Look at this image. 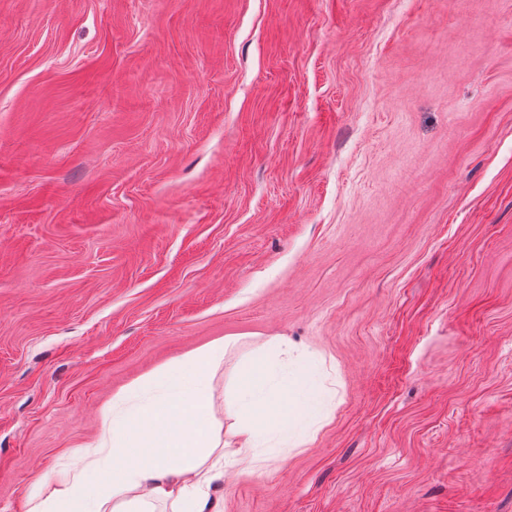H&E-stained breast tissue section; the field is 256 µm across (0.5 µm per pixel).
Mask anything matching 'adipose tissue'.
Here are the masks:
<instances>
[{"mask_svg": "<svg viewBox=\"0 0 512 512\" xmlns=\"http://www.w3.org/2000/svg\"><path fill=\"white\" fill-rule=\"evenodd\" d=\"M231 342L193 349L146 375L103 410V435L85 445L72 479L34 500L29 512H214L212 488L224 465L252 473L272 434L298 448L323 419L335 390L310 363L281 346L244 351L232 373V420L221 444L213 419L212 379Z\"/></svg>", "mask_w": 512, "mask_h": 512, "instance_id": "1", "label": "adipose tissue"}]
</instances>
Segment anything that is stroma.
Returning a JSON list of instances; mask_svg holds the SVG:
<instances>
[{"instance_id":"35a3bbf8","label":"stroma","mask_w":512,"mask_h":512,"mask_svg":"<svg viewBox=\"0 0 512 512\" xmlns=\"http://www.w3.org/2000/svg\"><path fill=\"white\" fill-rule=\"evenodd\" d=\"M239 336L339 388L217 512H512V0H0V512Z\"/></svg>"}]
</instances>
